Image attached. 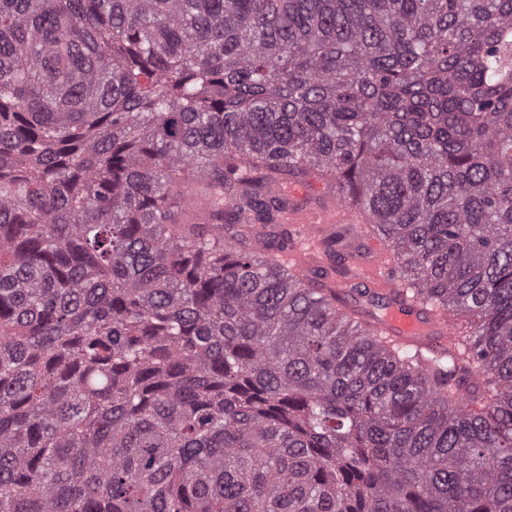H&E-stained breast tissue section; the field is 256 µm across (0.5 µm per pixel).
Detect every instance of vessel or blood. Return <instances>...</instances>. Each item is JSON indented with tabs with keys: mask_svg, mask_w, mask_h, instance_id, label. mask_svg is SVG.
<instances>
[{
	"mask_svg": "<svg viewBox=\"0 0 512 512\" xmlns=\"http://www.w3.org/2000/svg\"><path fill=\"white\" fill-rule=\"evenodd\" d=\"M293 198L294 202L285 216L286 222L293 226V244L282 261L295 273L303 272L318 259L319 238L329 225L364 224L368 221L363 212L352 207L309 202L300 187L294 188ZM350 251L355 256L353 268L348 277L333 281V288L343 292L352 286L362 285L379 295L394 297L397 278L388 261L386 239L374 232H362L356 235ZM381 328L399 342L418 348L440 349L456 343L448 330L447 318L429 313L410 300L392 305Z\"/></svg>",
	"mask_w": 512,
	"mask_h": 512,
	"instance_id": "vessel-or-blood-1",
	"label": "vessel or blood"
}]
</instances>
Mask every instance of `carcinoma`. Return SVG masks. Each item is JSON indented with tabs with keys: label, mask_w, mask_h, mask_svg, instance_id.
<instances>
[{
	"label": "carcinoma",
	"mask_w": 512,
	"mask_h": 512,
	"mask_svg": "<svg viewBox=\"0 0 512 512\" xmlns=\"http://www.w3.org/2000/svg\"><path fill=\"white\" fill-rule=\"evenodd\" d=\"M0 512H512V0H0ZM294 203L288 208L285 220L293 225V244L288 254L279 258L294 273L302 272L319 257V237L329 224H367V216L356 208L336 204L331 192L318 184L312 187L310 198L320 204L307 201L303 187L292 190ZM349 248L355 256L350 275L343 280L331 281V288L343 292L354 285H362L385 297L397 296L398 281L388 263L387 240L375 232L361 231ZM399 299L400 304H393L387 310L384 322L378 324L380 329L393 334L399 342L418 348H451L456 344L457 339L448 331L446 317L429 313L402 296Z\"/></svg>",
	"instance_id": "1"
}]
</instances>
